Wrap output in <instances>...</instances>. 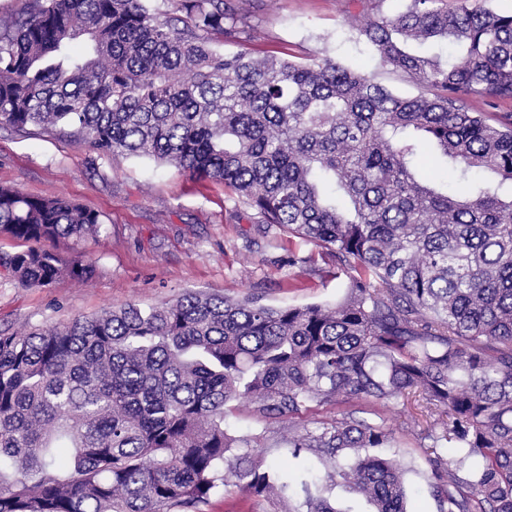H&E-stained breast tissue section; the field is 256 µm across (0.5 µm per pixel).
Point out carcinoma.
Instances as JSON below:
<instances>
[{"label":"carcinoma","instance_id":"carcinoma-1","mask_svg":"<svg viewBox=\"0 0 512 512\" xmlns=\"http://www.w3.org/2000/svg\"><path fill=\"white\" fill-rule=\"evenodd\" d=\"M249 2L24 0L0 19L1 125L220 181L348 279L332 306L186 292L0 331V512H200L231 485L283 512H336L314 471L281 481L239 452L282 446L374 512H407L382 426L236 435L224 416L233 400L280 424L411 395L435 417L437 512H512V113L466 104L512 100V11L409 0L366 19L356 31L382 66L418 88L403 96L329 56L224 53L253 30ZM430 39L459 55L409 48ZM431 161L454 185L429 179ZM103 224L65 196L1 185L0 234L31 246L0 264L25 287L86 281L95 265L40 243Z\"/></svg>","mask_w":512,"mask_h":512}]
</instances>
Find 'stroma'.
Returning a JSON list of instances; mask_svg holds the SVG:
<instances>
[{
  "instance_id": "obj_1",
  "label": "stroma",
  "mask_w": 512,
  "mask_h": 512,
  "mask_svg": "<svg viewBox=\"0 0 512 512\" xmlns=\"http://www.w3.org/2000/svg\"><path fill=\"white\" fill-rule=\"evenodd\" d=\"M406 0H252V38L229 42L225 52L261 57L279 50L295 57L330 56L364 67L376 81L413 95L411 81L382 67L372 47L353 30L354 21L376 13L394 15ZM0 185L41 198L65 195L102 215L97 238L57 243L65 255L95 263L96 276L68 278L44 288H25L0 267V329L64 325L128 303L157 306L186 291L271 306L334 304L347 293L331 256L288 267V254L306 256L313 245L289 241L277 227L258 223L253 211L233 205L223 183L198 181L175 167L142 158L98 157L84 146L45 135H23L0 125ZM356 416L382 425L392 436L387 454L402 469L409 512H437L425 478V441L413 432L414 401L382 406L362 401Z\"/></svg>"
}]
</instances>
